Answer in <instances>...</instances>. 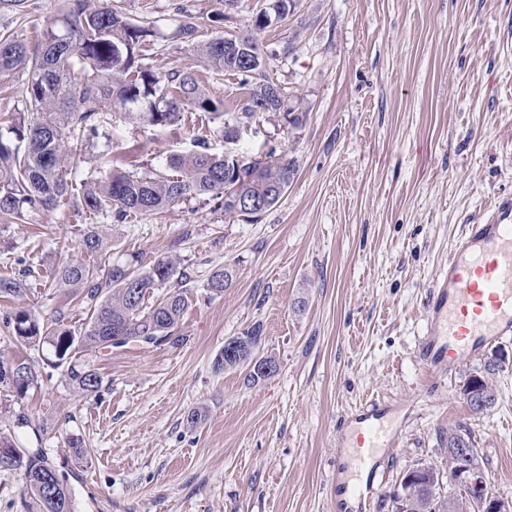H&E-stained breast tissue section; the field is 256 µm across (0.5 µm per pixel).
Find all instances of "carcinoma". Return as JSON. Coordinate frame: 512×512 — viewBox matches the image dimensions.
<instances>
[{
    "label": "carcinoma",
    "instance_id": "cac0c4a2",
    "mask_svg": "<svg viewBox=\"0 0 512 512\" xmlns=\"http://www.w3.org/2000/svg\"><path fill=\"white\" fill-rule=\"evenodd\" d=\"M267 25L262 13L251 20L246 32L236 38L239 52L224 50V38L195 42L197 30L186 23L180 30L184 41L193 45L201 60L216 72L243 76L248 95L239 112H223L193 74L178 70L162 73L144 62L142 48L153 31L127 19L119 2L90 10L86 0H69L59 24L41 33L34 50L14 36L0 37V75L8 77L18 68L26 70L24 108L11 118L6 131H0V218L26 221L34 212H51L61 206L72 208L89 221L82 230L81 248L88 254L103 250L105 230L92 219L104 214L123 220L131 213L162 212L192 197L224 199V214L255 217L234 209L238 196L262 197L274 207L292 184L296 167L284 157L266 158L256 165L257 173H237L224 164V155L212 153L206 142L166 158L165 171L153 177L140 176L112 165V150L98 154V166L90 170L78 187L68 180V137L80 128L98 136L100 123L123 109L124 119L167 127L176 124L190 107L206 112L222 123V133L233 136L267 115L249 111L259 96L262 82L270 78V62L262 48ZM24 265L16 277L0 278V297L21 299L30 291L34 269ZM189 279L173 257L159 258L140 271L129 264H112L104 270L78 260L66 261L56 269L53 280L59 288L79 294L88 304L89 317L78 331L46 333L34 312L25 306L6 315L3 326L19 342H44L54 349L51 366L66 369L74 391L95 398L102 378L90 366L77 367L76 360L86 353L112 352L130 342L157 345L175 344L174 331L180 325L186 298L180 291L156 294L173 278ZM242 353H219L214 369L224 371L247 367V381L255 384L268 375L250 367L257 357L260 329L253 327L235 337ZM13 363L26 370L8 390L21 398L38 384V374L22 359ZM502 357L496 353L474 374L463 391L475 387L477 404L471 413L481 415L497 400V390L489 379L496 374ZM473 445L472 435L457 430L448 433V488L424 468L402 476L393 492L394 512H481L477 499L454 484L455 470L485 467L479 454L466 455L460 449ZM0 470L18 471L25 493L40 512H74L73 495L65 480L54 472L42 448L18 447L8 436L0 435Z\"/></svg>",
    "mask_w": 512,
    "mask_h": 512
}]
</instances>
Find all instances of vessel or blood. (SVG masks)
I'll return each instance as SVG.
<instances>
[{
  "label": "vessel or blood",
  "instance_id": "b4317fda",
  "mask_svg": "<svg viewBox=\"0 0 512 512\" xmlns=\"http://www.w3.org/2000/svg\"><path fill=\"white\" fill-rule=\"evenodd\" d=\"M428 310L420 361L429 371L458 364L512 335V198L474 217L451 250ZM358 422V432L345 445L356 467L368 470L379 449L395 446L399 434L388 413L377 407Z\"/></svg>",
  "mask_w": 512,
  "mask_h": 512
}]
</instances>
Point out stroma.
<instances>
[{
	"mask_svg": "<svg viewBox=\"0 0 512 512\" xmlns=\"http://www.w3.org/2000/svg\"><path fill=\"white\" fill-rule=\"evenodd\" d=\"M266 2L122 7L154 30L148 62L193 73L237 112L246 98L239 77L209 70L178 31L196 24L201 41L238 34ZM63 5L0 8V33L36 45ZM262 45L287 107L308 113L299 129L266 116L227 141L192 110L165 128L112 125L115 163L141 176L197 139L218 154L293 160V183L259 220L193 197L107 219L108 245L96 255L82 251L85 222L68 207L0 227V276L20 257L39 272L24 304L51 332L78 330L88 317L86 303L51 279L65 261L103 268L173 256L190 276L165 286L187 297L179 344L82 357L103 381L94 399L47 366L48 344L23 345L0 328V355L29 360L39 375L22 400L0 390V431L45 448L75 512H393L390 493L407 471L447 473L448 431L458 426L488 461V490L512 499V338L494 345L505 354L493 378L498 401L481 415L462 387L486 354L440 369L429 384L419 360L453 242L474 215L512 197V0H298ZM220 267L236 276L211 299L204 285ZM256 325L258 353L278 361L276 375L250 384L244 371L215 370L225 341ZM373 402L389 406L399 440L369 473L372 497L348 499L336 491L349 466L339 436ZM73 435L84 457L69 448Z\"/></svg>",
	"mask_w": 512,
	"mask_h": 512,
	"instance_id": "obj_1",
	"label": "stroma"
}]
</instances>
